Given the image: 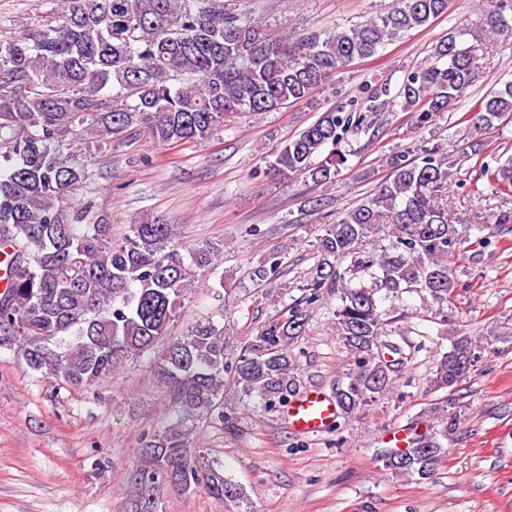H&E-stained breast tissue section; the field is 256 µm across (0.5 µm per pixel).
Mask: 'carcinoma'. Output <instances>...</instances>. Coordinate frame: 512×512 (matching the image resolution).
Returning a JSON list of instances; mask_svg holds the SVG:
<instances>
[{"label": "carcinoma", "instance_id": "obj_1", "mask_svg": "<svg viewBox=\"0 0 512 512\" xmlns=\"http://www.w3.org/2000/svg\"><path fill=\"white\" fill-rule=\"evenodd\" d=\"M50 9L0 36V350L20 355L28 368L71 386H91L128 357L166 346L154 361L173 387L177 420L141 448L146 461L134 479L133 512L145 488L162 482L188 490L204 485L239 500V485L204 461L191 440L195 419L219 408L228 368L224 328L199 321L166 340L168 329L200 276L215 272L224 243L204 242L181 252L175 225L142 220L120 241L82 191L87 163L71 152L78 141L91 154L140 130L166 146L201 145L239 112H272L313 96L353 62L447 13L448 0H395L391 9L341 30L288 38L264 31L249 12L224 0H48ZM512 37V0H481L478 26L453 28L433 48L432 60L408 70L395 97L428 123L480 78L483 41ZM382 83L366 111L391 103ZM512 117V82L489 91L468 111V135H481ZM365 116L336 106L273 152L268 170L279 178L333 182L341 154L318 162L329 143L360 130ZM388 177L336 222L324 226L320 259L302 301L262 327L238 357L234 380L247 397L275 408L297 393L290 347L312 305L336 290V335L354 368L333 390L350 416L390 390L400 361L382 353L383 312L378 294L398 298L426 292L437 304L459 286L456 256L470 243L479 262L490 236L479 224L448 220V180L454 163L435 143L416 155L396 152ZM502 203H512V164L482 167ZM382 233L390 244L363 246ZM478 341L458 337L437 360L431 383L448 395L429 408L441 428L418 432L410 447L387 448L394 475L431 478L446 456L443 441L460 405L453 388L474 371Z\"/></svg>", "mask_w": 512, "mask_h": 512}]
</instances>
